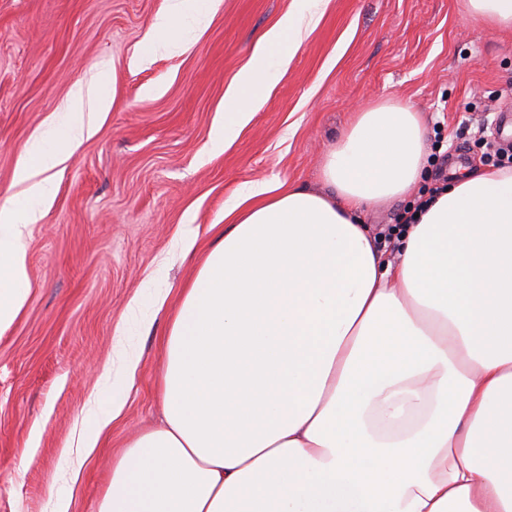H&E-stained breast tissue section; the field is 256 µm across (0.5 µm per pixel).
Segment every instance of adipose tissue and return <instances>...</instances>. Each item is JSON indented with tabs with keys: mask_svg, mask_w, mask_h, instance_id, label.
<instances>
[{
	"mask_svg": "<svg viewBox=\"0 0 512 512\" xmlns=\"http://www.w3.org/2000/svg\"><path fill=\"white\" fill-rule=\"evenodd\" d=\"M323 0L261 39L211 142L251 118ZM74 85L64 118L21 152L0 206V331L29 292L24 240L50 171L92 135ZM420 113L359 109L321 167L324 191L247 188L182 290L165 338L161 427L112 466L97 512H512V171L435 193L386 258L365 207L411 198L427 165ZM123 404L89 408L76 455Z\"/></svg>",
	"mask_w": 512,
	"mask_h": 512,
	"instance_id": "ef3b65f1",
	"label": "adipose tissue"
}]
</instances>
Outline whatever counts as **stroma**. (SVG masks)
I'll return each mask as SVG.
<instances>
[{"mask_svg":"<svg viewBox=\"0 0 512 512\" xmlns=\"http://www.w3.org/2000/svg\"><path fill=\"white\" fill-rule=\"evenodd\" d=\"M297 0H220L180 24L177 45L145 47L170 0H0V202L18 193L25 146L99 65L114 103L83 109L95 131L53 172L29 227L26 301L0 333V512H96L112 458L158 427L168 320L214 242L224 206L279 180L323 190L324 153L358 105L399 100L445 148L442 178L481 169L478 127L512 110V30L469 16L465 0H327L300 50L221 153L224 93ZM138 358L125 384L124 355ZM125 402L71 473L67 451L89 405Z\"/></svg>","mask_w":512,"mask_h":512,"instance_id":"1","label":"stroma"}]
</instances>
